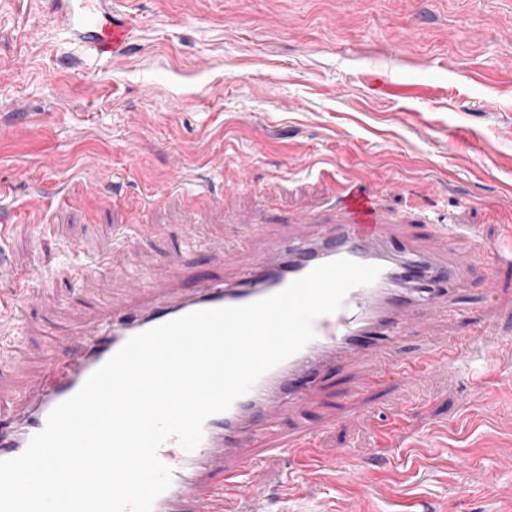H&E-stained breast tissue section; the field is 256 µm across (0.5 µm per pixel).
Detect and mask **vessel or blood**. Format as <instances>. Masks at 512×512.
I'll list each match as a JSON object with an SVG mask.
<instances>
[{
	"instance_id": "1",
	"label": "vessel or blood",
	"mask_w": 512,
	"mask_h": 512,
	"mask_svg": "<svg viewBox=\"0 0 512 512\" xmlns=\"http://www.w3.org/2000/svg\"><path fill=\"white\" fill-rule=\"evenodd\" d=\"M47 6L96 55L125 49L131 37L128 19L105 0H48ZM293 221L298 229L288 237L264 229L266 251L255 258L250 273L232 284L207 272L183 278L179 253L168 259L172 287L128 270L129 301L96 309L79 328L62 335L45 357L55 379L17 393L12 411L0 414V460L21 455L50 412L131 337L195 311L264 299L340 258L380 266L381 272L372 284L351 289L339 311L314 320L313 341L263 374L228 410L209 417L194 450L173 439L161 445L158 456L172 472L171 485L156 498L152 512H254L253 476L286 458H313L314 437L308 426H300L263 455L255 442L278 436L280 420L297 415L329 375L349 374L342 395L355 403L364 391L417 377L435 363L456 371L462 341H432L428 334L434 319L447 316L453 285L464 277L467 262L457 246L458 225L431 224L420 216L414 229L401 230L373 195L348 184L337 190L331 223H321L311 212ZM477 246L489 263L512 267V255L497 242L481 238ZM44 271L40 265L17 272L21 287L15 298L0 301L1 369L21 352L22 319ZM412 336L425 338L421 353L401 357Z\"/></svg>"
}]
</instances>
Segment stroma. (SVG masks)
<instances>
[{"label": "stroma", "mask_w": 512, "mask_h": 512, "mask_svg": "<svg viewBox=\"0 0 512 512\" xmlns=\"http://www.w3.org/2000/svg\"><path fill=\"white\" fill-rule=\"evenodd\" d=\"M130 52L93 56L42 0H0V299L12 272L51 266L28 311L23 355L0 403L40 381L54 339L101 302L128 297L131 264L165 280L187 207L190 274L243 271L262 218L327 208L329 174L417 212L512 240V0H116ZM147 214L132 247L116 232ZM81 246L88 280L69 255ZM467 321L512 337V269L465 248ZM327 377L305 413L323 458L374 457L355 479H312L290 459L257 476L260 512H512V347L472 377L434 366L342 397Z\"/></svg>", "instance_id": "stroma-1"}]
</instances>
